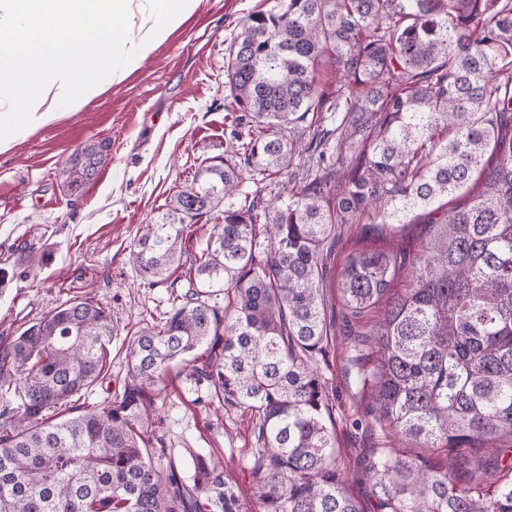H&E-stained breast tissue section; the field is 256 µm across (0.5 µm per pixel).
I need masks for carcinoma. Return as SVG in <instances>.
<instances>
[{
	"label": "carcinoma",
	"mask_w": 512,
	"mask_h": 512,
	"mask_svg": "<svg viewBox=\"0 0 512 512\" xmlns=\"http://www.w3.org/2000/svg\"><path fill=\"white\" fill-rule=\"evenodd\" d=\"M267 4L224 70L245 129L234 157L205 158L131 253L160 282L187 230L211 223L187 269L195 292L134 338L122 391L72 405L112 340L91 298L0 344V390L18 395L0 410V512H207L216 462L195 458L190 489L150 448L148 410L175 363L255 417L253 512H512V0ZM106 159L101 143L78 150L67 187ZM247 180L281 204L260 209ZM414 212L416 250L352 254L334 282L347 315L371 318L351 356L370 426L428 452L365 450V505L336 457L320 367L328 260L338 226ZM213 504L240 512L228 488Z\"/></svg>",
	"instance_id": "carcinoma-1"
}]
</instances>
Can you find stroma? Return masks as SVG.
<instances>
[{"instance_id":"35a3bbf8","label":"stroma","mask_w":512,"mask_h":512,"mask_svg":"<svg viewBox=\"0 0 512 512\" xmlns=\"http://www.w3.org/2000/svg\"><path fill=\"white\" fill-rule=\"evenodd\" d=\"M265 6V0H203L122 81L33 131L14 134L11 148L0 152V341L66 300L98 298L111 310L112 343L104 371L83 402L102 403L121 392L132 339L165 321L174 297L191 295L182 272L144 284L130 252L144 225L191 179L200 161L234 143L238 114L229 105L224 67L242 20ZM102 140L110 144L106 164L92 182L70 191L63 173L70 156ZM422 230L419 224H378L368 231L343 225L331 274L339 276L359 250L416 249ZM348 356L346 340L336 335L326 376L336 394L337 450L351 472L350 489L360 496L357 455L395 441L354 426L364 407ZM160 399L164 407L152 417L155 461H174L190 484L195 456L219 460L220 481L242 507H250V412L224 405L214 390H196L175 370L161 384Z\"/></svg>"}]
</instances>
